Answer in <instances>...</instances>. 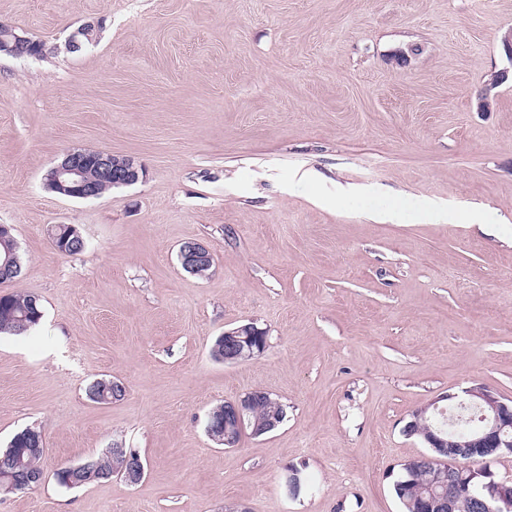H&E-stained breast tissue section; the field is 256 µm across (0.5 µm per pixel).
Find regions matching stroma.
Wrapping results in <instances>:
<instances>
[{"label":"stroma","instance_id":"stroma-1","mask_svg":"<svg viewBox=\"0 0 512 512\" xmlns=\"http://www.w3.org/2000/svg\"><path fill=\"white\" fill-rule=\"evenodd\" d=\"M0 21L44 46L0 55V224L24 257L4 289L44 312L0 335V448L28 426L47 446L0 512H401L412 413L476 383L512 398V0H0ZM69 150L143 176L64 197L45 175ZM345 191L458 217L383 219ZM488 208L493 234L467 217ZM247 322L265 350L215 361ZM96 379L124 397L92 401ZM254 390L280 426L212 442L210 410ZM116 446L139 484L56 481ZM212 255L208 248L198 242L184 247L179 253V260L183 268L195 275L205 276L204 270L212 266Z\"/></svg>","mask_w":512,"mask_h":512}]
</instances>
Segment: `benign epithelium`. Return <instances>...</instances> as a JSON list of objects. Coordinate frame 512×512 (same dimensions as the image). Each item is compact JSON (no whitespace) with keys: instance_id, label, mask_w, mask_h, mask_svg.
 Masks as SVG:
<instances>
[{"instance_id":"obj_1","label":"benign epithelium","mask_w":512,"mask_h":512,"mask_svg":"<svg viewBox=\"0 0 512 512\" xmlns=\"http://www.w3.org/2000/svg\"><path fill=\"white\" fill-rule=\"evenodd\" d=\"M15 57L34 55L30 39L20 36L15 28L0 22V53ZM142 168L130 158L108 152L88 154L82 150L67 152L46 174L47 185L58 194L79 199L99 196L103 184L129 186L140 180ZM183 268L195 275H204L212 266L208 248L193 242L179 253ZM263 332L254 324L241 325L224 332V362L236 363L263 351ZM468 400L461 404L480 411L481 426L465 436L453 439L439 428L424 433L427 447L435 452L424 456L430 464L431 482L443 488V493L421 504V512H456L461 500L467 498L475 512H512V480H498L491 463L505 453H512V399H505L483 384L465 390ZM260 393L224 402V422L220 425L208 419L206 433L218 444L233 447L245 427L251 434L262 435L283 422V416L252 419V409ZM125 456L118 474L130 484L139 483L144 476L141 459L129 464Z\"/></svg>"}]
</instances>
